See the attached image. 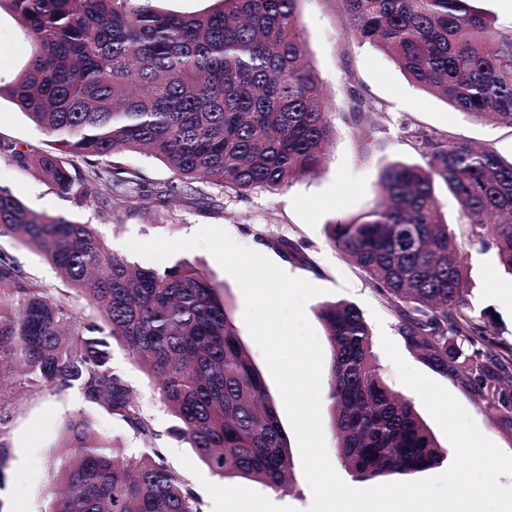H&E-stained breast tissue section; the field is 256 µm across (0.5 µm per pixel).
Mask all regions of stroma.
Returning a JSON list of instances; mask_svg holds the SVG:
<instances>
[{"label":"stroma","instance_id":"1","mask_svg":"<svg viewBox=\"0 0 512 512\" xmlns=\"http://www.w3.org/2000/svg\"><path fill=\"white\" fill-rule=\"evenodd\" d=\"M297 15L308 61L322 82L333 126L327 163L316 175L277 191L254 189L238 194L215 183H200L192 198L177 193L161 197L156 190L173 181L172 172L147 155L123 153L117 160L124 168L141 174L144 195L127 207L108 212L98 200L96 185L88 186L84 204L77 206L0 154V186L10 189L28 209L94 225L110 250L140 267L161 270L185 262L208 276L218 286L239 338L260 372L284 425L289 419L283 399L244 322V298L236 280L206 249L181 250L154 263L131 252L128 240L183 239L203 226L225 229L236 243L265 255L292 276L322 287V294L307 303L305 313L323 343V373L331 371L332 352L317 311L325 303L350 302L360 309L370 328L373 352L385 382L392 390L413 398V390L400 382L387 357L382 336L395 342L414 369L423 370V363L406 347L398 331L399 323L382 297L330 244L327 227L366 211L375 197L382 165L393 161L425 165L420 149L404 139L403 125L438 137L450 135L491 148L503 159L512 158L511 126L466 117L444 100L412 85L386 55L352 38L336 0H299ZM0 44L8 48L7 53L0 55V84L5 86L14 80L30 55V42L20 22L5 9L0 11ZM353 82L384 105L383 112L374 119L376 128L372 135L384 140L386 148L367 159L360 157L359 134L347 121L351 107L347 89ZM0 140L15 143L18 149L31 154L49 150L53 145L52 136L5 97L0 99ZM437 192L448 227L461 243L475 312L496 316L504 339L512 341V306L502 303L494 293L496 285L507 278L495 249L468 239L455 199L448 195L445 186H438ZM281 238L296 243L301 258L292 259L279 251L275 243ZM0 250L10 253L28 275L55 289L57 295H69L68 283L39 253L9 237H0ZM112 367L124 376L138 404L150 417L156 432L153 442L140 439L119 418L87 405L77 389L51 386L32 392L15 386V403L7 424L10 452L1 468L7 475L6 485L0 490V506L5 512H46L52 498L50 477L60 466L54 446L60 442L68 419L81 411L92 417L102 436L116 441L127 454L160 452L167 464L181 474L200 512H213L211 491L216 487L225 500L260 502L267 512H307L313 496L304 476L296 438L288 440L291 469L287 481L279 488H270L250 477L215 475L188 444L169 436L172 418L154 382L121 345L112 347ZM434 379L461 403L486 437L503 452L512 454L511 423L501 420L459 381L439 373Z\"/></svg>","mask_w":512,"mask_h":512}]
</instances>
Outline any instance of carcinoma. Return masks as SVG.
I'll return each instance as SVG.
<instances>
[{
    "mask_svg": "<svg viewBox=\"0 0 512 512\" xmlns=\"http://www.w3.org/2000/svg\"><path fill=\"white\" fill-rule=\"evenodd\" d=\"M153 2L0 0L34 47L0 96L85 166L1 141L0 154L78 203L86 185L98 183L113 208L142 189L139 173L123 175L112 161L126 151L149 152L186 189L215 181L238 194L277 190L324 166L333 127L320 80L307 68L298 0H212L190 14ZM336 2L353 36L391 57L408 81L473 119L512 126V29L495 26L473 0ZM349 95L348 119L369 143L364 128L382 104L355 86ZM403 133L426 166L385 164L373 206L328 225L329 241L395 312L418 359L461 380L512 423V344L500 340L489 315L472 309L461 245L435 193L443 181L470 237L490 242L512 275V161L408 125ZM6 236L44 255L85 305L51 295L1 250L0 383L75 388L150 441V419L112 368L114 339L154 381L173 418L170 437L189 444L216 475L283 485L291 465L286 434L211 279L181 264L133 266L92 225L37 214L0 187ZM318 317L332 350L328 398L346 471L364 481L440 464L445 449L411 400L385 384L360 310L336 302L321 306ZM12 401L0 389V491ZM58 447L69 455L49 512H199L159 453L122 462L120 448L88 416L68 421Z\"/></svg>",
    "mask_w": 512,
    "mask_h": 512,
    "instance_id": "cac0c4a2",
    "label": "carcinoma"
}]
</instances>
